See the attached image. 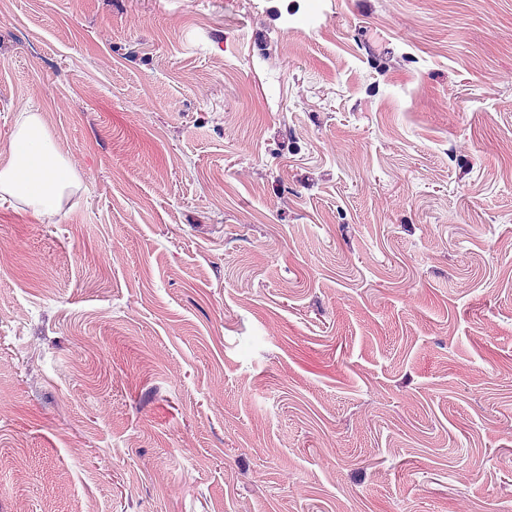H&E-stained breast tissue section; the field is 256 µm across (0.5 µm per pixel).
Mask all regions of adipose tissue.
Here are the masks:
<instances>
[{
  "label": "adipose tissue",
  "mask_w": 512,
  "mask_h": 512,
  "mask_svg": "<svg viewBox=\"0 0 512 512\" xmlns=\"http://www.w3.org/2000/svg\"><path fill=\"white\" fill-rule=\"evenodd\" d=\"M11 153L10 163L0 168V201H22L40 216L57 213L79 179L54 150L38 112L22 113Z\"/></svg>",
  "instance_id": "1"
}]
</instances>
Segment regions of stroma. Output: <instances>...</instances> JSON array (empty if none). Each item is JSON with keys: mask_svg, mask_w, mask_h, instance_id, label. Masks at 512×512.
Returning <instances> with one entry per match:
<instances>
[{"mask_svg": "<svg viewBox=\"0 0 512 512\" xmlns=\"http://www.w3.org/2000/svg\"><path fill=\"white\" fill-rule=\"evenodd\" d=\"M0 512H512V0H0ZM11 153L10 163L0 169V201L20 200L40 216L57 213L79 179L52 147L38 112L21 114Z\"/></svg>", "mask_w": 512, "mask_h": 512, "instance_id": "stroma-1", "label": "stroma"}]
</instances>
